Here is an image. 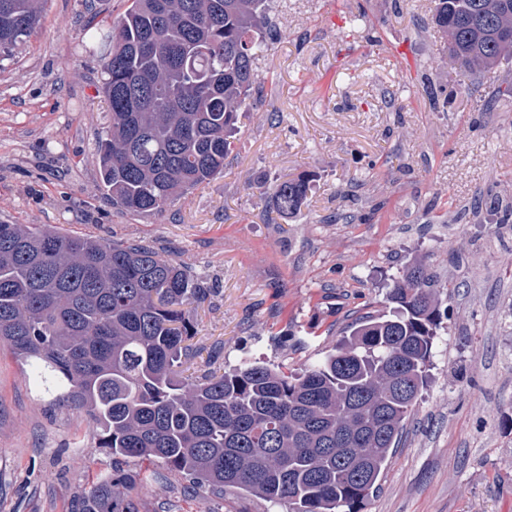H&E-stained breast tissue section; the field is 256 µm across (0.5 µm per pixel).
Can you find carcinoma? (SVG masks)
<instances>
[{
    "label": "carcinoma",
    "mask_w": 512,
    "mask_h": 512,
    "mask_svg": "<svg viewBox=\"0 0 512 512\" xmlns=\"http://www.w3.org/2000/svg\"><path fill=\"white\" fill-rule=\"evenodd\" d=\"M41 0H0V53L41 19ZM270 0H127L104 39L101 182L121 212L155 214L224 171L237 113L268 51ZM433 27L473 76L512 57L509 0H436ZM308 178L273 187L301 209ZM209 289L143 242L102 243L40 224H0V343L37 364L53 402L84 412L109 457L161 463L221 497L244 490L287 512H363L426 381L440 312L420 265L392 275L386 314L298 373L246 360L194 382L190 317ZM73 512H137L101 474Z\"/></svg>",
    "instance_id": "cac0c4a2"
}]
</instances>
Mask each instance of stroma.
Wrapping results in <instances>:
<instances>
[{
  "instance_id": "obj_1",
  "label": "stroma",
  "mask_w": 512,
  "mask_h": 512,
  "mask_svg": "<svg viewBox=\"0 0 512 512\" xmlns=\"http://www.w3.org/2000/svg\"><path fill=\"white\" fill-rule=\"evenodd\" d=\"M124 8L44 0L0 59V224L172 253L212 290L192 312L199 367L299 368L384 311L391 274L426 265L448 315L364 512H512V59L462 77L435 0H272L278 35L223 174L162 214L123 213L93 157L109 120L98 38ZM301 175L305 204L280 216L274 184ZM34 375L0 347V512H68L101 470L139 512H286L112 462Z\"/></svg>"
}]
</instances>
